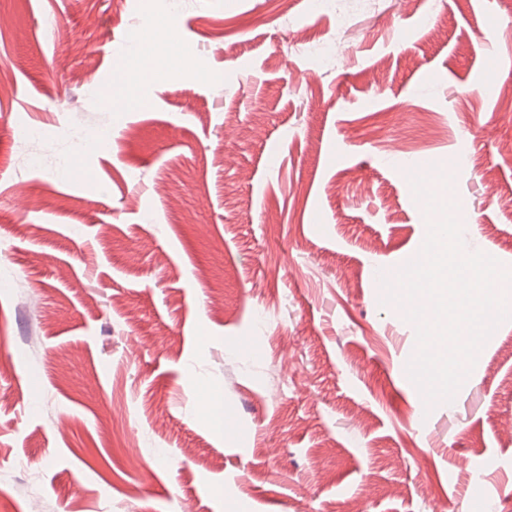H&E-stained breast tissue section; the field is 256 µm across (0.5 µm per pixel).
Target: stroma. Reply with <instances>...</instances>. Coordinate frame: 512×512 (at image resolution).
<instances>
[{"mask_svg": "<svg viewBox=\"0 0 512 512\" xmlns=\"http://www.w3.org/2000/svg\"><path fill=\"white\" fill-rule=\"evenodd\" d=\"M294 2L0 0L13 512H512V320L429 410L380 303L427 230L405 170L512 270V0Z\"/></svg>", "mask_w": 512, "mask_h": 512, "instance_id": "1", "label": "stroma"}]
</instances>
